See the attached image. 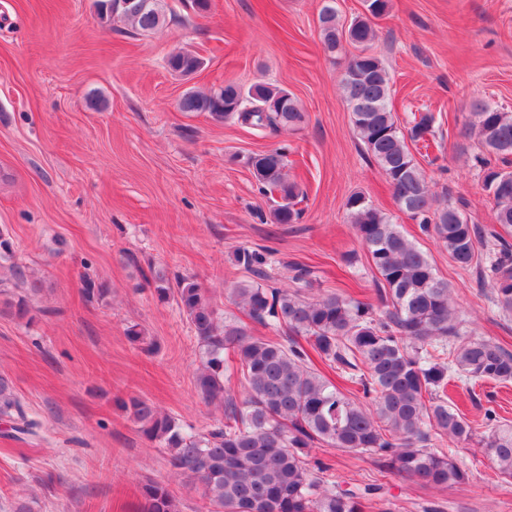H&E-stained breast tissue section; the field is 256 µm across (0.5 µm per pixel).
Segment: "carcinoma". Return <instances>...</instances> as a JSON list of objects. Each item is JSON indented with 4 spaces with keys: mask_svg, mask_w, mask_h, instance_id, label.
Returning <instances> with one entry per match:
<instances>
[{
    "mask_svg": "<svg viewBox=\"0 0 512 512\" xmlns=\"http://www.w3.org/2000/svg\"><path fill=\"white\" fill-rule=\"evenodd\" d=\"M101 18L118 19L138 33L155 30L165 20L161 0L143 9H130L122 0H96ZM389 0H366L368 16L349 25L338 20L327 3L319 13L325 49L334 53L346 40L362 47L348 59L342 87L353 128L368 154L380 167L401 211L435 237L448 257L461 268L478 262L484 229L469 219L461 204L437 201L409 144L435 139L431 112L397 124L389 108L390 79L383 61L365 50L375 38L370 18L384 14ZM169 69L183 76L197 72L202 60L180 50L167 59ZM183 112H205L216 121L235 118L254 129L273 133L305 121L298 102L287 90L257 82L244 89L227 83L218 92L186 93ZM469 135L486 157L483 190L492 199L496 221L512 227V112L479 102ZM288 145L280 144L248 158L261 188L277 195L271 212L276 224H294L299 188L288 179ZM349 223L366 248L378 274L379 309L350 295L305 296L307 272L295 279L302 286L288 290L263 284L270 253L239 249L235 261L255 280L228 289L232 302L248 317L288 332V344L253 336L232 318H222L191 277L177 281V304L191 326L201 350L195 381L201 397L224 408V423L206 434H187L170 416L137 397L120 401L140 431L167 449L170 465L199 482L208 512H368L379 485L341 489L311 464L312 448L326 444L339 450L369 453L384 459L397 476L428 488H446L468 480L456 452L437 450L445 437L469 442L470 422L445 398L448 380L512 382V353L499 345L472 339L462 332V320L452 305L451 287L439 278L428 256L407 238L386 213L364 195L346 201ZM14 244L0 229V268L9 263L10 277L0 288L22 286L24 294L9 303L14 318L25 319L29 302L41 285L13 262ZM494 302L512 315V247L502 244L490 261ZM84 297L102 299L108 288L88 273L81 276ZM303 338L301 345L297 338ZM237 357V374L246 389L242 404L225 397L224 353ZM327 366L351 371L366 406L346 394L314 367L311 354ZM0 418L10 422L16 439L38 435L32 418L0 377ZM482 451L491 467L512 479V424L500 421L485 431ZM142 512H181L179 501L159 483L142 488Z\"/></svg>",
    "mask_w": 512,
    "mask_h": 512,
    "instance_id": "1",
    "label": "carcinoma"
}]
</instances>
